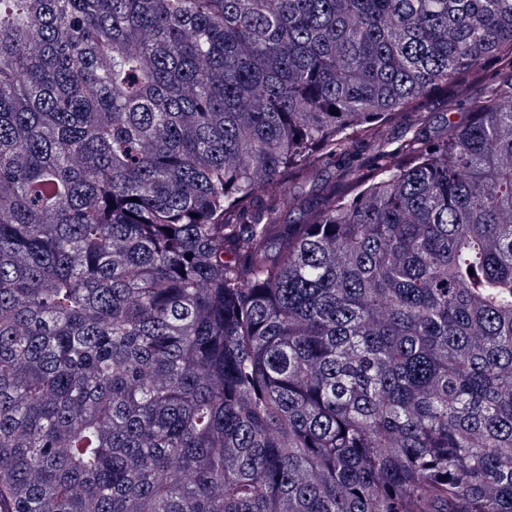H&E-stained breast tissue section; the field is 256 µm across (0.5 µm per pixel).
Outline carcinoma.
I'll return each mask as SVG.
<instances>
[{
  "instance_id": "carcinoma-1",
  "label": "carcinoma",
  "mask_w": 512,
  "mask_h": 512,
  "mask_svg": "<svg viewBox=\"0 0 512 512\" xmlns=\"http://www.w3.org/2000/svg\"><path fill=\"white\" fill-rule=\"evenodd\" d=\"M0 512H512V0H0Z\"/></svg>"
}]
</instances>
